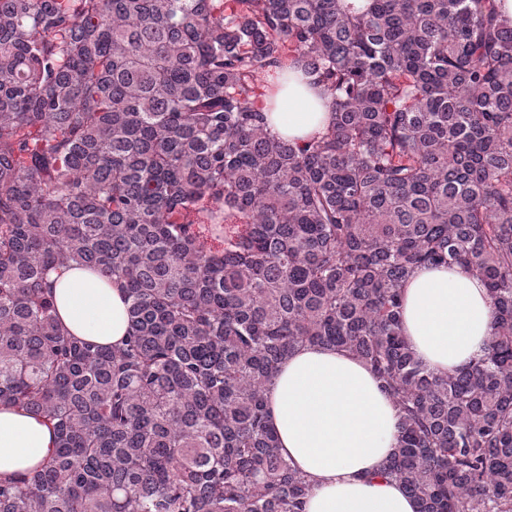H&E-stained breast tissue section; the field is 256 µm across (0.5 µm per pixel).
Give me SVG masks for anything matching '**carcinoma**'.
Wrapping results in <instances>:
<instances>
[{"instance_id":"carcinoma-1","label":"carcinoma","mask_w":512,"mask_h":512,"mask_svg":"<svg viewBox=\"0 0 512 512\" xmlns=\"http://www.w3.org/2000/svg\"><path fill=\"white\" fill-rule=\"evenodd\" d=\"M334 120L271 136L284 50ZM206 213L224 250L191 217ZM120 281L119 347L47 274ZM480 276L484 353L402 334L421 266ZM344 350L401 413L382 474L420 512H512V25L497 0H0V403L56 438L0 512H301L266 422L279 364Z\"/></svg>"}]
</instances>
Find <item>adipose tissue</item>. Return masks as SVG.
Returning a JSON list of instances; mask_svg holds the SVG:
<instances>
[{
    "mask_svg": "<svg viewBox=\"0 0 512 512\" xmlns=\"http://www.w3.org/2000/svg\"><path fill=\"white\" fill-rule=\"evenodd\" d=\"M287 111L269 114L278 138L304 142L325 132L333 114L301 73L270 79ZM54 306L66 332L84 342L117 346L128 329L126 293L116 280L74 264L49 275ZM494 312L479 277L458 266L420 268L404 292L403 332L415 354L437 373L468 365L492 334ZM266 401L269 426L289 464L309 482L303 512H417L401 484L383 477L398 444L399 411L380 381L347 352L307 345L283 361ZM48 424L0 406V477L22 475L50 456Z\"/></svg>",
    "mask_w": 512,
    "mask_h": 512,
    "instance_id": "1",
    "label": "adipose tissue"
}]
</instances>
